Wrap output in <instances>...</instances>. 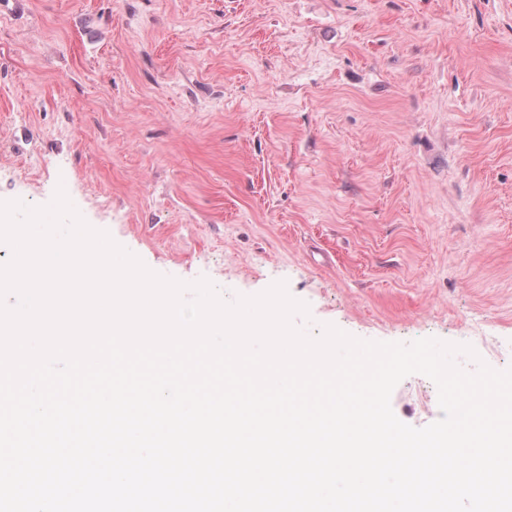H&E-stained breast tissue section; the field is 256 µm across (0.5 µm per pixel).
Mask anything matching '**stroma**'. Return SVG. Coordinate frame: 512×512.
Segmentation results:
<instances>
[{
  "label": "stroma",
  "instance_id": "1",
  "mask_svg": "<svg viewBox=\"0 0 512 512\" xmlns=\"http://www.w3.org/2000/svg\"><path fill=\"white\" fill-rule=\"evenodd\" d=\"M296 326L512 367V0H0V201ZM414 427L434 382L391 396Z\"/></svg>",
  "mask_w": 512,
  "mask_h": 512
}]
</instances>
